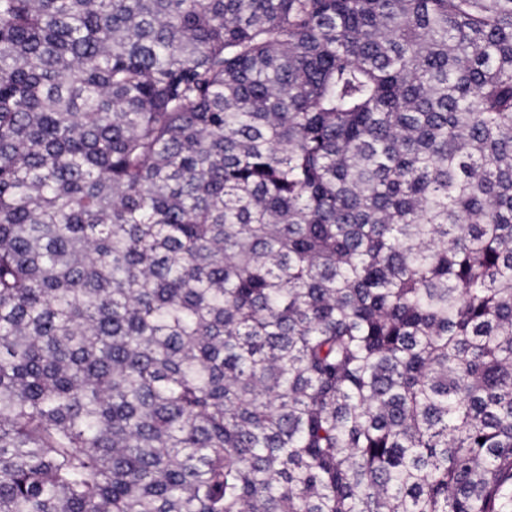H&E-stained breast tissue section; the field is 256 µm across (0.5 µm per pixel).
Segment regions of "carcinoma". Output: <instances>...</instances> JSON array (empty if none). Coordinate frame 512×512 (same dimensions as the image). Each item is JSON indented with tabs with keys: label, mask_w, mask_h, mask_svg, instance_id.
Wrapping results in <instances>:
<instances>
[{
	"label": "carcinoma",
	"mask_w": 512,
	"mask_h": 512,
	"mask_svg": "<svg viewBox=\"0 0 512 512\" xmlns=\"http://www.w3.org/2000/svg\"><path fill=\"white\" fill-rule=\"evenodd\" d=\"M0 512H512V0H0Z\"/></svg>",
	"instance_id": "cac0c4a2"
}]
</instances>
